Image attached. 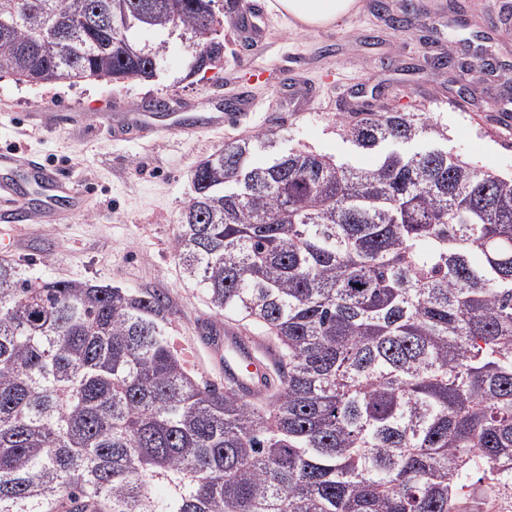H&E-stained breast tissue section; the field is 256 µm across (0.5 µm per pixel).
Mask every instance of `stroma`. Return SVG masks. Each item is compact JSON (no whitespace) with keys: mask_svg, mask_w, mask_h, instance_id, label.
<instances>
[{"mask_svg":"<svg viewBox=\"0 0 512 512\" xmlns=\"http://www.w3.org/2000/svg\"><path fill=\"white\" fill-rule=\"evenodd\" d=\"M404 10L407 0H359L356 13L318 30L293 28L270 12L259 39L243 46L224 24V68L187 77L186 54L170 43L155 80L31 87L0 78V149L31 152L72 176L87 192L83 213L63 224H16L0 212V258L26 264L31 277L90 280L166 298L175 349L198 378L224 382V362L205 328L213 313L187 283L173 254L181 213L198 162L269 129L281 149L353 157L336 119L363 97L380 107L429 112L448 126L450 152L512 172V0H469L472 21L457 22L448 0H420L409 23L389 27L379 2ZM254 105L222 127L212 123L239 92ZM175 101L156 117L162 135L114 141L106 125L125 113ZM496 101L486 110V101ZM192 135L169 131L171 123ZM356 158V157H353ZM358 164H370L367 156Z\"/></svg>","mask_w":512,"mask_h":512,"instance_id":"35a3bbf8","label":"stroma"}]
</instances>
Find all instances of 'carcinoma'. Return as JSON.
<instances>
[{"label": "carcinoma", "mask_w": 512, "mask_h": 512, "mask_svg": "<svg viewBox=\"0 0 512 512\" xmlns=\"http://www.w3.org/2000/svg\"><path fill=\"white\" fill-rule=\"evenodd\" d=\"M242 0H0L22 84L224 67ZM369 167L261 133L203 159L174 256L274 351L256 402L197 379L163 292L0 259V512H457L512 485V175L428 112H357ZM428 137L425 150L406 146Z\"/></svg>", "instance_id": "obj_1"}]
</instances>
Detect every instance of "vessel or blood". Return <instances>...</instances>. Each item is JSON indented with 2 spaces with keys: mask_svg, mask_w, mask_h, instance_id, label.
I'll return each instance as SVG.
<instances>
[{
  "mask_svg": "<svg viewBox=\"0 0 512 512\" xmlns=\"http://www.w3.org/2000/svg\"><path fill=\"white\" fill-rule=\"evenodd\" d=\"M265 20L264 9L254 0L247 11L238 16L237 25L242 39L251 40ZM152 125L151 113L134 112L126 120L113 123L112 136L119 140L139 137L149 131ZM19 171L28 176L32 188L41 198L39 221L59 223L83 208L85 195L76 181L60 175L43 161L14 152L0 153V203L13 204L16 212H23L24 207L18 202L19 194L14 182V175ZM226 366L227 382L244 390L262 383L268 375L265 361L255 356L245 358L233 352L228 353Z\"/></svg>",
  "mask_w": 512,
  "mask_h": 512,
  "instance_id": "obj_1",
  "label": "vessel or blood"
}]
</instances>
